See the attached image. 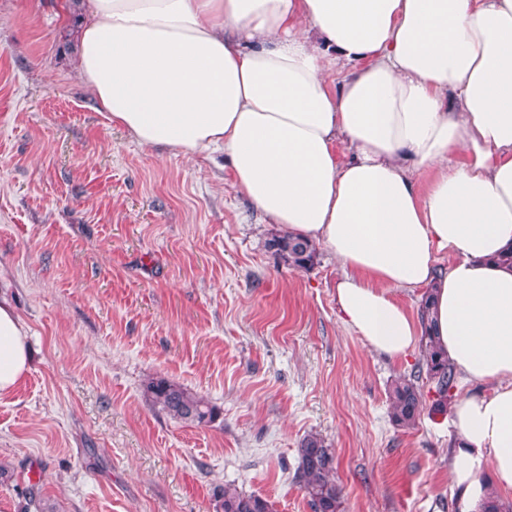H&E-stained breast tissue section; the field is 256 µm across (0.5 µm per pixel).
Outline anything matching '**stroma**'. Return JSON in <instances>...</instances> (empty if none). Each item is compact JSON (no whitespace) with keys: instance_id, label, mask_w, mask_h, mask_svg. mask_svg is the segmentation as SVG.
<instances>
[{"instance_id":"1","label":"stroma","mask_w":512,"mask_h":512,"mask_svg":"<svg viewBox=\"0 0 512 512\" xmlns=\"http://www.w3.org/2000/svg\"><path fill=\"white\" fill-rule=\"evenodd\" d=\"M64 0H0V295L31 367L0 395V512H215V487L311 512L297 448L336 455L345 512H460L447 416L391 419V360L340 320L326 248L294 269L224 154L139 145L97 111ZM162 377L216 407L155 410Z\"/></svg>"}]
</instances>
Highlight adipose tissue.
I'll use <instances>...</instances> for the list:
<instances>
[{
    "mask_svg": "<svg viewBox=\"0 0 512 512\" xmlns=\"http://www.w3.org/2000/svg\"><path fill=\"white\" fill-rule=\"evenodd\" d=\"M81 7L97 111L144 146L224 151L268 223L335 258L341 319L370 350L408 355L421 326L392 291L431 288L439 345L464 381L492 385L451 404L462 512L512 489V270L495 262L512 246V0ZM30 364L0 299V394Z\"/></svg>",
    "mask_w": 512,
    "mask_h": 512,
    "instance_id": "ef3b65f1",
    "label": "adipose tissue"
}]
</instances>
